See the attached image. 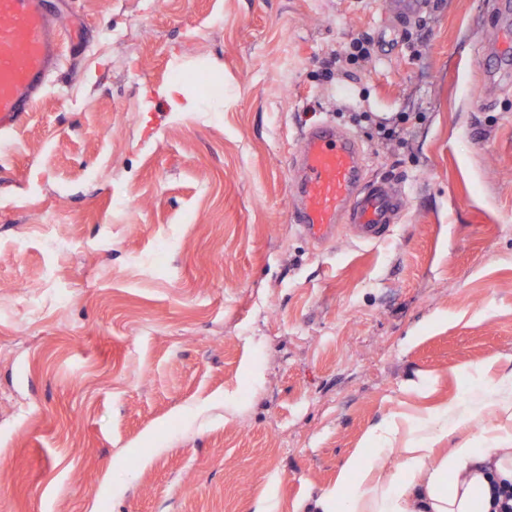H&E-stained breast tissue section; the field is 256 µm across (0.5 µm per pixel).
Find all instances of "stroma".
I'll use <instances>...</instances> for the list:
<instances>
[{
	"instance_id": "35a3bbf8",
	"label": "stroma",
	"mask_w": 512,
	"mask_h": 512,
	"mask_svg": "<svg viewBox=\"0 0 512 512\" xmlns=\"http://www.w3.org/2000/svg\"><path fill=\"white\" fill-rule=\"evenodd\" d=\"M498 2L428 0L385 43L386 0H48L87 48L0 134V512H310L424 424L512 446ZM319 120L403 181L385 241L292 224Z\"/></svg>"
}]
</instances>
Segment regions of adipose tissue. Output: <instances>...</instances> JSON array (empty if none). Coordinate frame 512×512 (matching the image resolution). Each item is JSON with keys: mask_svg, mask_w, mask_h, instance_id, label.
I'll return each instance as SVG.
<instances>
[{"mask_svg": "<svg viewBox=\"0 0 512 512\" xmlns=\"http://www.w3.org/2000/svg\"><path fill=\"white\" fill-rule=\"evenodd\" d=\"M419 432L399 461L355 457L335 488L318 497L317 512H494L495 486L512 485V448H450Z\"/></svg>", "mask_w": 512, "mask_h": 512, "instance_id": "ef3b65f1", "label": "adipose tissue"}]
</instances>
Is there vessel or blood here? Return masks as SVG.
Here are the masks:
<instances>
[{
	"label": "vessel or blood",
	"mask_w": 512,
	"mask_h": 512,
	"mask_svg": "<svg viewBox=\"0 0 512 512\" xmlns=\"http://www.w3.org/2000/svg\"><path fill=\"white\" fill-rule=\"evenodd\" d=\"M424 8L423 0H389L401 36ZM84 49L81 27L54 23L43 0H0V129L13 128L31 111L58 69L63 47ZM295 194L291 213L309 241H333L349 229L361 242L385 239L406 206L401 180H365L357 139L336 124L304 130L289 161Z\"/></svg>",
	"instance_id": "1"
}]
</instances>
